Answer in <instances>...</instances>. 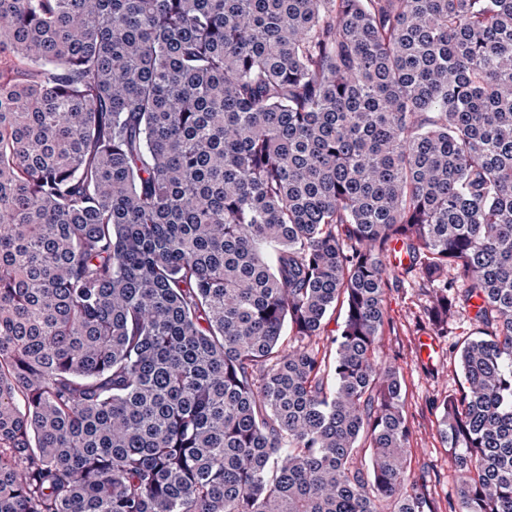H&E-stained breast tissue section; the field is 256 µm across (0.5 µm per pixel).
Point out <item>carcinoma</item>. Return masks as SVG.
<instances>
[{
	"mask_svg": "<svg viewBox=\"0 0 512 512\" xmlns=\"http://www.w3.org/2000/svg\"><path fill=\"white\" fill-rule=\"evenodd\" d=\"M396 244L512 512V0H0V512H434ZM386 260L389 288L379 355L399 366L405 413L410 427L409 467L425 488L437 512L459 510L460 476L448 459V452L436 432L442 400L458 392L462 385L459 344L467 336H478V326L467 312L457 307L448 310V334L434 336L423 307L427 293L413 279L402 277ZM428 303V302H427ZM423 336V337H421ZM433 336L436 345L431 348ZM425 347L424 361L420 350ZM431 354V356H430Z\"/></svg>",
	"mask_w": 512,
	"mask_h": 512,
	"instance_id": "obj_1",
	"label": "carcinoma"
}]
</instances>
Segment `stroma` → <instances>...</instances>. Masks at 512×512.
Here are the masks:
<instances>
[{
    "label": "stroma",
    "mask_w": 512,
    "mask_h": 512,
    "mask_svg": "<svg viewBox=\"0 0 512 512\" xmlns=\"http://www.w3.org/2000/svg\"><path fill=\"white\" fill-rule=\"evenodd\" d=\"M387 274V324L379 355L399 367L410 427L409 467L415 476L424 479L436 512H457L460 476L436 432V420L442 400L462 385L459 344L466 337L477 336L478 327L464 310H449L447 334L435 336L430 358L422 359L423 337L434 336L424 311L427 294L395 268H388Z\"/></svg>",
    "instance_id": "1"
}]
</instances>
